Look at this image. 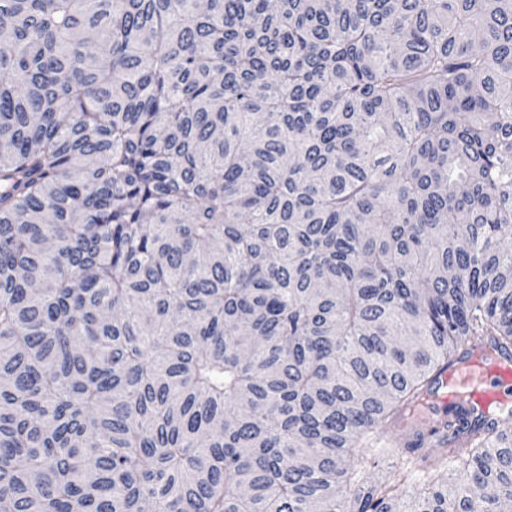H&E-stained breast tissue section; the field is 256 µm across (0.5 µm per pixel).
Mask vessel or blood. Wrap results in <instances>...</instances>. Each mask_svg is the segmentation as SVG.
Masks as SVG:
<instances>
[{
    "label": "vessel or blood",
    "mask_w": 512,
    "mask_h": 512,
    "mask_svg": "<svg viewBox=\"0 0 512 512\" xmlns=\"http://www.w3.org/2000/svg\"><path fill=\"white\" fill-rule=\"evenodd\" d=\"M512 397V357L477 347L470 348L457 362L444 368L430 394L412 408L405 429L424 423L429 410L441 408L465 413H496L502 421H512L506 407Z\"/></svg>",
    "instance_id": "1"
}]
</instances>
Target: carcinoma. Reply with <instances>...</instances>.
<instances>
[{
	"instance_id": "carcinoma-1",
	"label": "carcinoma",
	"mask_w": 512,
	"mask_h": 512,
	"mask_svg": "<svg viewBox=\"0 0 512 512\" xmlns=\"http://www.w3.org/2000/svg\"><path fill=\"white\" fill-rule=\"evenodd\" d=\"M512 0H0V512H499L460 416L512 351ZM512 392V357L494 354L477 347L470 348L457 362L444 368L432 393L426 394L419 407H413L406 430L425 423L433 408L465 413L495 414L502 421H512V409L504 403ZM492 407L497 410L490 411ZM384 448H363L361 462L356 467L361 479L368 483H387L394 480L398 469L410 458L425 452L424 444L416 454H409L405 448H388L387 432H381L374 437Z\"/></svg>"
}]
</instances>
